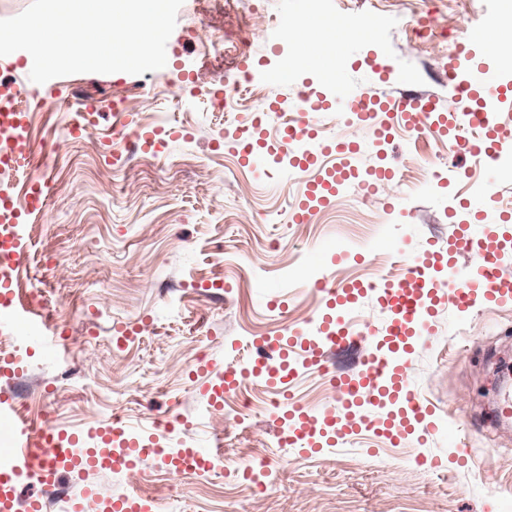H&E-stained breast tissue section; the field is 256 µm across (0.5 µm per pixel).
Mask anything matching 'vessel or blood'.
<instances>
[{"label": "vessel or blood", "mask_w": 512, "mask_h": 512, "mask_svg": "<svg viewBox=\"0 0 512 512\" xmlns=\"http://www.w3.org/2000/svg\"><path fill=\"white\" fill-rule=\"evenodd\" d=\"M495 27V21L490 20L468 28L458 54L445 67L457 99L464 102L460 111L444 113L434 98L414 94L380 102L365 93L348 92L344 80L337 77L330 80L331 97L346 117L361 126L370 124L379 109L387 113L391 125L409 133L452 130L454 149L482 160L490 178L500 179L503 155L512 147V128L502 125L498 103L512 95V85L490 74L479 83L473 79L480 69L476 53L484 48ZM21 87L17 80L0 82V176H17L32 167L36 159L27 115L16 106ZM276 137L291 167L317 166L326 173L310 187L305 203L293 210L292 221L299 224L308 220L314 204L346 187L351 176L349 158L357 148L350 144L315 147L317 134L304 112L292 115L277 130ZM44 203L40 182L29 183L19 203L0 186V332L34 324V310L16 287L26 259L22 218L40 211ZM455 247L474 264L464 277L449 274L444 286L432 275L440 257L427 250L402 266L399 276L392 279L341 286L316 279L313 286L323 293L325 305L304 326L289 330L287 339L276 342L277 365H268L259 358L246 365L226 364L224 383L214 388L210 402H217L225 391L236 388L250 375L266 376L286 395L305 370L315 367L336 391V409L325 416L292 413L291 425L279 436L281 442L316 452L324 438L335 437L342 445L368 433H379L386 425L397 431H417L422 441L432 439L437 430L432 422L435 410L409 384L411 339L432 338L431 320L442 288H449L448 303L455 307L477 303L481 298L502 305L512 303V275L503 270V247L495 232H461ZM371 293L376 294L385 316L387 338L366 354L356 374L336 373L326 365L325 358L352 338L353 305L358 297ZM0 426L11 434L10 451L0 455V512H39V500L20 498L19 486L32 479L50 484L57 481L60 472L94 464L93 447L107 448L113 467L128 470L149 453L141 446L137 432L117 419L111 426L84 433L34 426L24 418L7 386L0 388Z\"/></svg>", "instance_id": "1"}]
</instances>
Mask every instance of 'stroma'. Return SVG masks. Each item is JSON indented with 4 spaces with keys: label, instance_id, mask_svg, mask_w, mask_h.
Segmentation results:
<instances>
[{
    "label": "stroma",
    "instance_id": "1",
    "mask_svg": "<svg viewBox=\"0 0 512 512\" xmlns=\"http://www.w3.org/2000/svg\"><path fill=\"white\" fill-rule=\"evenodd\" d=\"M279 2L184 0L164 68L72 74L68 98L52 104L40 84L27 82L20 107L38 151L29 176L51 192L42 217L27 221L21 283L39 289L37 310L62 339L49 354L29 337L34 353L12 382L16 398L37 425L69 432L117 417L148 435L173 422L165 440L173 448L225 435L223 471L176 475L148 457L131 474L97 468L60 478L67 487L84 481L103 497L151 496L157 512H512V419L496 415L512 393V305L453 312L438 305L429 346L414 348L410 377L436 413L464 423L466 463L441 440L423 445L413 436L398 443L370 436L357 447L299 455L275 438L274 392L253 382L222 412L206 410L198 355L220 372L246 360L254 338L302 326L322 306L310 286L317 276L367 282L395 254L409 263L423 248L467 271L469 260L453 250L458 227L469 222L454 210L456 197L481 186L497 203L512 199V181L485 183L483 165L455 155L440 133L386 135L383 112L371 129L331 127L313 112L323 139L359 142L358 170L391 167L397 178L372 196L352 180L308 223H292L308 173L241 168L226 131L251 124L259 111L274 129L270 101L293 112L300 87L324 93L311 66L319 56L332 59L352 90L393 93L371 70L376 60L404 70L409 89L457 109L443 67L467 25L500 11L503 0H322L317 12L297 14L295 33L274 50L261 17L277 13ZM427 13L445 27V39L422 43L411 28L394 26L395 16ZM288 53L300 65L285 87L274 73ZM244 56L265 95L243 100L228 120L213 111L211 94L237 80ZM112 99L124 100L133 127L167 125L159 152L129 153L101 125L70 134L69 114L83 101ZM376 305L375 297L360 298L358 349L336 355L337 372L355 373L358 351L383 335ZM292 392L319 413L336 403L317 371ZM443 452L451 463L434 468L432 457ZM263 464L275 478L260 494L249 471Z\"/></svg>",
    "mask_w": 512,
    "mask_h": 512
}]
</instances>
